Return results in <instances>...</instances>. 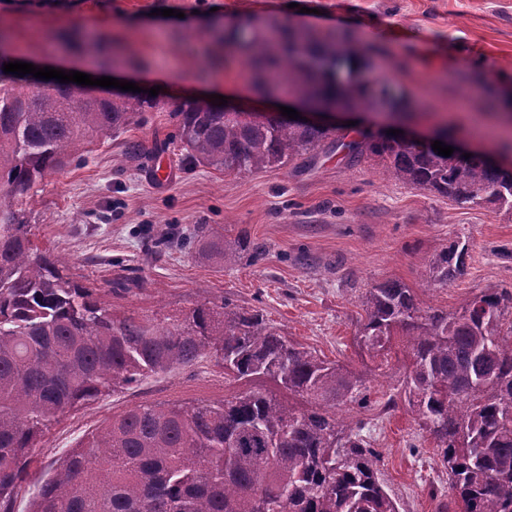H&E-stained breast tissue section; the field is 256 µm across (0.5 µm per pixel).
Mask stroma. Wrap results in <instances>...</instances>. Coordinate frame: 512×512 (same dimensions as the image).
Instances as JSON below:
<instances>
[{
	"instance_id": "35a3bbf8",
	"label": "stroma",
	"mask_w": 512,
	"mask_h": 512,
	"mask_svg": "<svg viewBox=\"0 0 512 512\" xmlns=\"http://www.w3.org/2000/svg\"><path fill=\"white\" fill-rule=\"evenodd\" d=\"M164 8L173 16H161ZM249 23L352 35L372 76L405 95L404 126L416 134L444 128L464 147L493 153L495 139H477L474 128L512 116V0H0V37L17 59L87 71L85 52L62 40L75 31L117 56L116 79L165 86L158 109L111 141L84 145L80 163L35 182L14 205L39 248L62 259L75 280L108 292L114 315L162 317L224 298L261 311L326 359L364 367L369 404L350 416L380 457L381 479L401 512H437L448 475L400 396L402 363L380 369L362 360L361 296L397 280L427 305L452 311L471 294L512 289V214L404 185L376 159L351 163L347 143L394 127L380 107L360 130L339 122L311 160L253 174L189 165L174 137L175 105L203 101L215 87L242 111L276 105L255 93L239 62L224 61L225 33ZM132 141L144 156L128 154ZM203 225L225 243L244 236L266 252L218 261L155 247V236ZM452 240L470 245L466 275L428 285L429 260ZM232 389L209 359L67 412L34 450L15 512H27L37 479L112 415L140 404L220 401Z\"/></svg>"
}]
</instances>
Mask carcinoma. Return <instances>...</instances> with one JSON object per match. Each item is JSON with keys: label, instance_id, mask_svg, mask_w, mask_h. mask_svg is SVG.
Returning <instances> with one entry per match:
<instances>
[{"label": "carcinoma", "instance_id": "cac0c4a2", "mask_svg": "<svg viewBox=\"0 0 512 512\" xmlns=\"http://www.w3.org/2000/svg\"><path fill=\"white\" fill-rule=\"evenodd\" d=\"M254 86L369 111L392 86L370 76L360 47L277 27L233 31ZM0 59V512H14L33 450L67 411L173 368L212 357L237 389L211 403L142 404L88 433L40 480L27 512H400L381 482L362 426L337 416L364 406L363 374L328 361L268 324L260 311L204 299L162 319L118 317L95 288L40 250L11 199L158 107L155 97H104L28 74ZM189 162L248 174L315 157L331 130L281 116L246 118L187 100L174 112ZM392 177L457 203L512 213V169L445 157L396 136L350 146ZM199 250L224 244L198 228ZM469 247L451 242L426 268L446 286ZM358 342L389 364L403 334V396L437 445L461 512H512V290L491 288L448 312L388 281L364 295Z\"/></svg>", "mask_w": 512, "mask_h": 512}]
</instances>
